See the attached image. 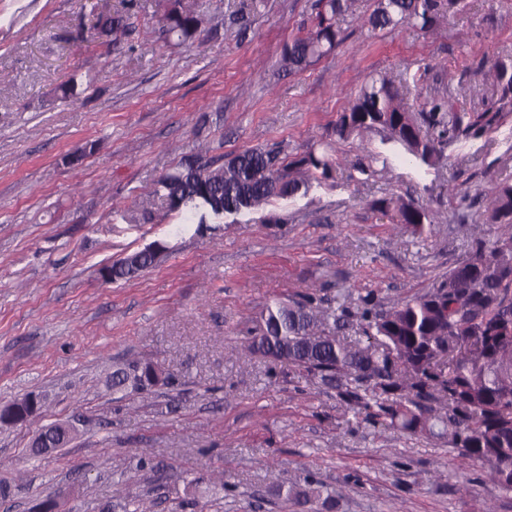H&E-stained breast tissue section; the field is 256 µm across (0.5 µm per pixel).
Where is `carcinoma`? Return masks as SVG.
<instances>
[{
  "instance_id": "1",
  "label": "carcinoma",
  "mask_w": 512,
  "mask_h": 512,
  "mask_svg": "<svg viewBox=\"0 0 512 512\" xmlns=\"http://www.w3.org/2000/svg\"><path fill=\"white\" fill-rule=\"evenodd\" d=\"M164 36L190 40L203 19L184 0H161ZM349 0H314L313 28L286 43L282 67L303 71L332 53L344 40L339 17ZM464 8V0H374L371 30L412 25L422 31ZM102 31L119 42L127 32L123 17H108ZM493 92L484 108L451 112L448 99L432 96L412 109L384 77L373 76L340 113L330 138L313 143L302 156L283 157L278 143L246 149L231 157L188 155L163 175L148 197L183 221L256 210L275 198L308 192L312 182L332 177L336 145L369 131L427 166L447 159L448 144L478 138L512 114V59L491 60ZM372 207L395 214L415 234L431 223L426 207L381 198ZM471 251L428 291L377 312L374 294L359 297L365 344H351L327 333L317 316L315 293L302 300L268 305L249 348L264 358L287 361L323 382H336L342 394L407 434L439 437L460 450L467 462L488 466L491 480L512 491V184L494 186ZM138 263L119 260L100 268L117 282L137 277L158 263L156 255L134 252ZM150 364L112 374V386L154 383Z\"/></svg>"
}]
</instances>
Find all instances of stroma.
Returning <instances> with one entry per match:
<instances>
[{
  "instance_id": "1",
  "label": "stroma",
  "mask_w": 512,
  "mask_h": 512,
  "mask_svg": "<svg viewBox=\"0 0 512 512\" xmlns=\"http://www.w3.org/2000/svg\"><path fill=\"white\" fill-rule=\"evenodd\" d=\"M312 2L193 0L203 24L176 46L158 0H0V404L43 398L29 421L0 426V512L50 495L62 512H326L327 500L333 512H512L485 465L461 467L443 440L392 429L248 350L261 310L311 286L344 321L327 331L353 342L358 296L388 308L446 274L471 243L457 213L479 215L478 191L512 183V116L433 167L368 134L386 169L358 172L347 142L307 195L212 230L158 208L122 219L191 152L307 151L372 75L390 76L407 103L439 94L471 111L491 95L488 59L512 57V0H466L429 32L374 34L373 0H355L334 53L285 71L282 48L310 31ZM103 12L125 16L120 44L99 33ZM391 196L427 207L432 224L414 234L372 209ZM156 242L169 248L161 263L102 281L101 267ZM132 363L166 383L113 387ZM55 422L78 423L76 439L30 456Z\"/></svg>"
}]
</instances>
